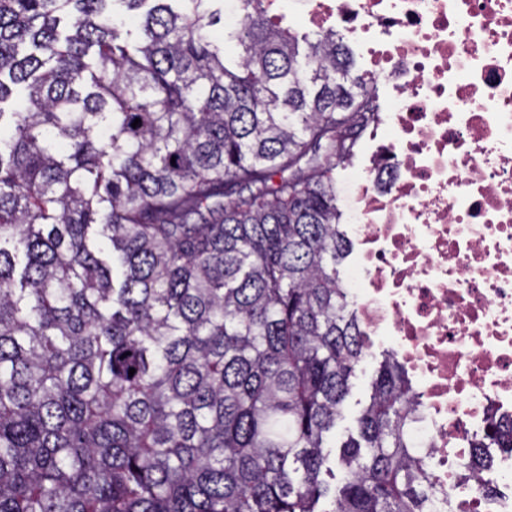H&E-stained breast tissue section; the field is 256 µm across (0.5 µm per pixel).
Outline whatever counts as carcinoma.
I'll return each instance as SVG.
<instances>
[{
  "mask_svg": "<svg viewBox=\"0 0 512 512\" xmlns=\"http://www.w3.org/2000/svg\"><path fill=\"white\" fill-rule=\"evenodd\" d=\"M273 2L0 0V512H428L390 351L336 479L381 104Z\"/></svg>",
  "mask_w": 512,
  "mask_h": 512,
  "instance_id": "cac0c4a2",
  "label": "carcinoma"
}]
</instances>
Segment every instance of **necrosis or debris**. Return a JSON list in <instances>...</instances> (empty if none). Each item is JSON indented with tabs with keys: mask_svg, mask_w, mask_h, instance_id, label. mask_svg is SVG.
<instances>
[{
	"mask_svg": "<svg viewBox=\"0 0 512 512\" xmlns=\"http://www.w3.org/2000/svg\"><path fill=\"white\" fill-rule=\"evenodd\" d=\"M394 98L347 203L341 286L418 397L428 512H512V0H298Z\"/></svg>",
	"mask_w": 512,
	"mask_h": 512,
	"instance_id": "obj_1",
	"label": "necrosis or debris"
}]
</instances>
